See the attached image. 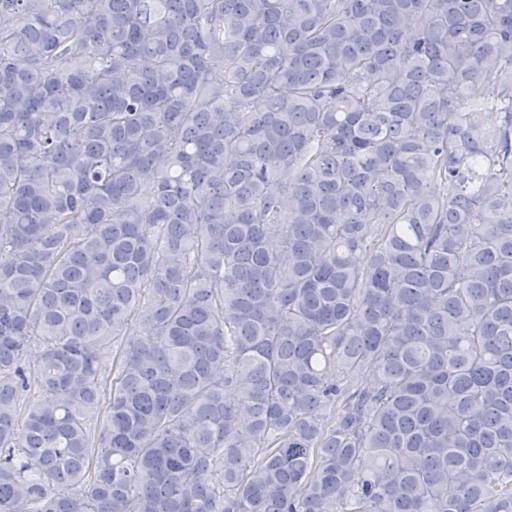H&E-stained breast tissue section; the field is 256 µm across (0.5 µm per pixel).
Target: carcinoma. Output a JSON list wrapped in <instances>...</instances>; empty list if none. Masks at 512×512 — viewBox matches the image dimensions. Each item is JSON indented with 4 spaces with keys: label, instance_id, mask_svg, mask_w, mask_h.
<instances>
[{
    "label": "carcinoma",
    "instance_id": "cac0c4a2",
    "mask_svg": "<svg viewBox=\"0 0 512 512\" xmlns=\"http://www.w3.org/2000/svg\"><path fill=\"white\" fill-rule=\"evenodd\" d=\"M1 18L0 512H512V0Z\"/></svg>",
    "mask_w": 512,
    "mask_h": 512
}]
</instances>
